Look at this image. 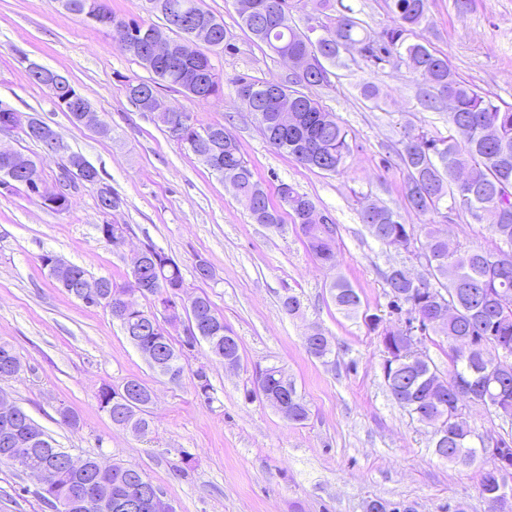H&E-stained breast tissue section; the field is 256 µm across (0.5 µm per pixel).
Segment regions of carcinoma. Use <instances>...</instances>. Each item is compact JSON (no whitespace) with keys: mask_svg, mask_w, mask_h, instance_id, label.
<instances>
[{"mask_svg":"<svg viewBox=\"0 0 512 512\" xmlns=\"http://www.w3.org/2000/svg\"><path fill=\"white\" fill-rule=\"evenodd\" d=\"M149 11L160 15L163 25L148 24L136 19L126 20L129 27L141 31L148 29L159 39L170 45L168 56L153 57L150 42L139 44L132 58L152 74V78L138 82L150 86L161 83L177 89L199 101L218 96L223 91V81L212 64L210 53L224 50L226 31L224 22L203 6V0H148ZM237 12L245 28L256 41L265 44L280 56L316 55L320 52L315 43L309 41L307 31L292 25L287 19L273 24L264 19L257 25L245 14L243 3L237 0ZM68 12L106 27L101 10L110 13V19L121 20L109 8L106 0H60ZM386 6L393 20V26L374 36L365 31L357 19L341 15L329 18L325 23L314 17L319 26L335 34L333 44L326 46L325 55L329 60L346 67L348 63L337 49L343 41L352 46L364 59L379 66L390 58H405L411 67L429 82L436 103L449 102L448 119L454 133L446 137L430 136L424 131L409 129L404 132L401 143L412 145V151H397V157L406 171L404 200L406 205L421 217L441 214V210L464 211L478 222H487L494 234L505 244L512 246V105L501 106L491 98L480 95L470 84L460 79L448 66V60L431 51L425 44L410 42L408 38L426 20L429 0H386ZM196 18L193 27L174 28L170 18L179 15ZM129 80L126 87L138 83ZM329 82V70L319 75L315 72L297 73L292 85H279L284 101L297 99L296 109L288 125L281 127L275 113L266 112L258 119L262 134L268 141L274 140V148L295 157L305 152L314 156L315 163L298 159L309 168L324 172L339 173L343 170L350 153L349 133L336 117L326 111L318 100L303 92L308 87ZM215 126L198 128L188 122L183 143L194 144L208 141L214 135ZM222 155L223 167L218 174L222 177L237 178L243 182V194L247 199L246 209L259 224L274 226L281 223L277 208L270 205L261 186L253 180L251 170L241 155L236 140L229 134L217 143ZM9 169L16 175L14 187L29 188L32 176L38 175L37 162L21 151L1 158L0 172ZM288 194L292 209L301 218L308 211L317 208L316 203L294 187H279L278 194ZM362 221L371 236L386 247H394L406 232L396 212L386 206L373 208L364 206ZM306 245L313 256L322 263L336 258L338 229L322 230L316 226L307 231ZM411 252L428 262L430 284L448 292V304L459 310V316L440 327L442 335L452 340L456 337L477 336L483 342V350L476 353L471 362H454L448 376L440 378V371L434 370L433 377L425 378L426 367L417 364L401 370L397 378L389 381L387 387L396 402L412 418L420 423L433 416H441L450 408L459 406L461 396L453 392L452 384L460 377L477 378L480 389L477 394H495L506 404L501 410L486 404L497 416L512 419V372L506 375L484 374L487 356L497 353L500 358L512 360V250L488 252L475 247H465L450 239L441 238V229L428 222L411 230ZM147 253L137 260L130 259V266L142 263V277L146 280L160 277L174 289L184 285V276L179 264L172 258L168 266L156 267L151 254L157 251L155 245L146 244ZM86 270L71 265V273L64 279H57L64 290H77ZM388 294L398 293L411 297L410 283L399 275V269L392 267L385 275ZM331 298L336 307L347 315L354 314L361 306L359 293L343 278L336 279L330 286ZM195 319L203 335L209 337L208 348L214 353H224V336L228 329L224 317L215 312L211 301L205 295L195 296L193 306L186 311ZM307 353L317 359H325L332 353L327 338L305 340ZM138 392L139 405L127 410V418L142 433L150 430L147 407L152 390L138 378L131 379ZM255 384L280 401L288 403V421L302 423L308 418V408L298 392L296 383L277 378L272 370L262 371ZM462 426L448 424L444 447L446 454L435 450V455L454 466H460L459 456L454 448L458 445ZM45 446L31 456L28 469L39 471L52 468L56 471L54 486L40 491V497L53 512H63L60 506L70 502L69 491L78 485L94 481L98 477L94 458L83 460V467L75 470L53 454L54 441L44 436ZM112 495H128L136 492L137 484L131 473L140 471L135 466L112 465ZM500 493L495 476L484 473L480 495L490 501Z\"/></svg>","mask_w":512,"mask_h":512,"instance_id":"obj_1","label":"carcinoma"}]
</instances>
